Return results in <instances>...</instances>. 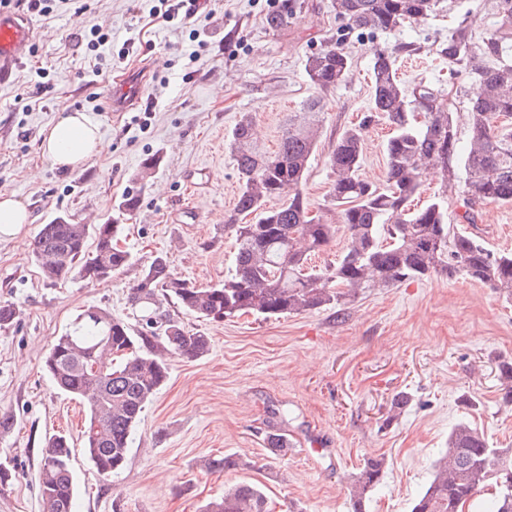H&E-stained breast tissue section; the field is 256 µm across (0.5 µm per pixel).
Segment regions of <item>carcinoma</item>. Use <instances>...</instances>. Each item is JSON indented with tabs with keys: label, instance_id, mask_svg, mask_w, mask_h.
<instances>
[{
	"label": "carcinoma",
	"instance_id": "1",
	"mask_svg": "<svg viewBox=\"0 0 512 512\" xmlns=\"http://www.w3.org/2000/svg\"><path fill=\"white\" fill-rule=\"evenodd\" d=\"M439 0H333L336 17L357 28L392 33L429 16ZM497 24L476 36L457 27L444 54L475 85L470 98L471 137L458 149L452 112L442 88L425 82L412 87L397 76L393 54L378 52L372 61V109L394 128L385 144L386 185L374 186L358 175L364 127L346 129L328 156L332 175L331 208L310 216L302 194L316 152L322 123V98H308L299 112L288 113L277 150L269 152L253 139L252 117L242 115L226 135L239 175L234 209L224 216V234L235 243L234 268L224 280L197 287L176 279L169 261L157 255L133 285L129 304L135 323L90 307L57 337L44 367L54 385L88 405L82 433L83 451L101 475L120 473L127 465L132 435L146 405L168 379L167 356L202 358L210 339L190 332L163 309L169 300L182 313L222 322L253 314L283 318L323 307L344 310L351 298L377 288L431 274L464 276L487 288L512 295V254L495 252L480 239L448 223L444 197L420 208L411 206L423 177L433 168L451 185L460 182L470 223L473 210L491 203L512 204V0H493ZM310 85L328 90L347 81L352 58L327 47L306 58ZM286 199L269 205L272 199ZM336 222L328 221L329 214ZM255 215L253 223L242 218ZM343 230L346 250L321 268L311 257L326 251ZM119 224H71L64 217L43 226L32 256L50 283L77 276L96 282L100 270L117 273L130 254L118 245ZM94 249H88L89 240ZM14 304H0V328L17 322ZM504 396L512 403V362L500 363ZM269 450L286 454L288 439L268 433ZM39 494L44 512H75L72 478L73 443L50 437L41 449ZM512 469V449L490 447L483 434L466 423L448 437V450L414 500L411 512H458L486 487L495 488L491 512H512V489L497 484L503 466ZM212 472L243 470L251 462L233 455L205 462ZM384 478V463L369 459L353 489V512H365L368 493ZM202 512H270L264 489L240 482Z\"/></svg>",
	"mask_w": 512,
	"mask_h": 512
}]
</instances>
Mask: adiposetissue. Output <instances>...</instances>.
<instances>
[{"label": "adipose tissue", "mask_w": 512, "mask_h": 512, "mask_svg": "<svg viewBox=\"0 0 512 512\" xmlns=\"http://www.w3.org/2000/svg\"><path fill=\"white\" fill-rule=\"evenodd\" d=\"M105 148L97 123L83 112L62 114L44 131L40 143L43 158L65 171L82 169Z\"/></svg>", "instance_id": "1"}]
</instances>
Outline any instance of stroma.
<instances>
[{"instance_id":"35a3bbf8","label":"stroma","mask_w":512,"mask_h":512,"mask_svg":"<svg viewBox=\"0 0 512 512\" xmlns=\"http://www.w3.org/2000/svg\"><path fill=\"white\" fill-rule=\"evenodd\" d=\"M52 17L19 6L36 40L0 84V194L31 213L13 238H0V302L20 320L0 329V512H43L38 491L41 450L52 434L69 435L78 452L76 512H200L225 489L261 485L271 512H352L356 475L370 459L385 477L366 512H411L461 422L495 448H512V405L502 400L499 365L512 360V297L464 277L433 276L358 294L344 311L321 308L280 319L252 315L210 323L181 315L187 330L209 336L208 355L170 357L167 384L146 406L126 468L98 475L81 454L86 406L58 391L43 370L45 354L91 306L131 319L128 296L143 269L166 254L175 277L198 286L223 280L234 243L224 217L239 178L225 144L241 113L253 116L261 143L276 149L288 113L314 95L304 64L326 47L347 52L353 72L324 91L325 114L304 193L312 213L329 206V153L350 126L372 111L375 53L394 51L406 85L444 88L460 145L470 139L468 74L443 50L459 25L493 29L488 0H440L414 26L388 35L337 19L332 0H208L192 18L166 13L161 0H54ZM285 13L279 28L269 14ZM111 32L100 61L87 48L92 27ZM132 67L147 68L142 102L110 111L107 90ZM79 111L99 126L106 150L70 172L42 159L45 127ZM392 129L372 119L364 135L360 178L384 186V146ZM160 165L147 183L145 158ZM129 191L140 206L125 220L120 246L131 263L112 279L46 282L31 256L43 225L111 223ZM469 232L497 251H512V204L475 208ZM406 393L396 409L392 400ZM290 448L271 455L269 426ZM318 451L300 455L301 446ZM218 455L249 460L251 469L207 472Z\"/></svg>"}]
</instances>
